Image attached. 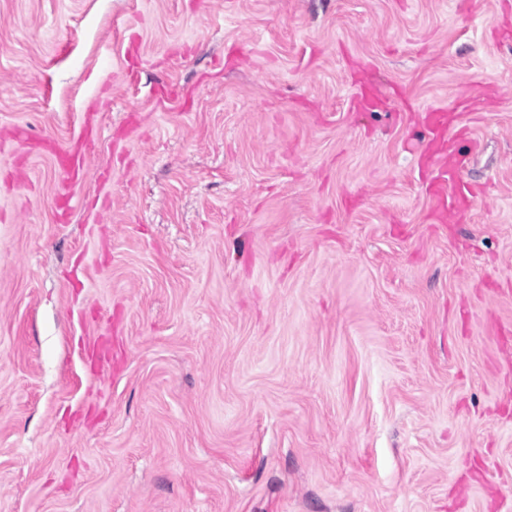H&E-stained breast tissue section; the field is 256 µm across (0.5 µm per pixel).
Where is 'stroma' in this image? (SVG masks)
<instances>
[{
    "mask_svg": "<svg viewBox=\"0 0 512 512\" xmlns=\"http://www.w3.org/2000/svg\"><path fill=\"white\" fill-rule=\"evenodd\" d=\"M510 33L512 0H0V512H512ZM430 108L489 186L451 224ZM88 112L64 217L42 145Z\"/></svg>",
    "mask_w": 512,
    "mask_h": 512,
    "instance_id": "obj_1",
    "label": "stroma"
}]
</instances>
